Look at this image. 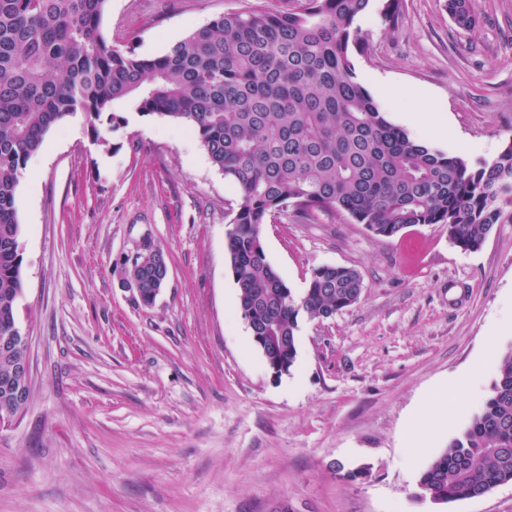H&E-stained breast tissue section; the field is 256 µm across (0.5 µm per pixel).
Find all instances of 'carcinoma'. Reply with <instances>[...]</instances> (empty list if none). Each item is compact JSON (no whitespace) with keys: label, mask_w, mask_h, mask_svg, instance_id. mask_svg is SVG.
I'll list each match as a JSON object with an SVG mask.
<instances>
[{"label":"carcinoma","mask_w":512,"mask_h":512,"mask_svg":"<svg viewBox=\"0 0 512 512\" xmlns=\"http://www.w3.org/2000/svg\"><path fill=\"white\" fill-rule=\"evenodd\" d=\"M107 0H0V339L15 325L22 292L16 194L48 131L82 112L94 133L117 131L126 112L184 123L239 190L224 244L239 288L238 310L266 336L271 370L297 356L299 319L328 318L356 304L359 271L322 265L296 294L270 263L261 236L268 218L340 214L392 238L418 224H443L464 252L480 250L497 224L512 223V140L472 167L393 125L358 80L351 60L356 20L370 0H307L294 12L223 14L157 57L108 43ZM463 29L475 0H447ZM163 254L128 266L151 295ZM512 482V349L478 412L418 474L432 500L483 496Z\"/></svg>","instance_id":"carcinoma-1"}]
</instances>
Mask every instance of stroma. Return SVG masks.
<instances>
[{"instance_id": "stroma-1", "label": "stroma", "mask_w": 512, "mask_h": 512, "mask_svg": "<svg viewBox=\"0 0 512 512\" xmlns=\"http://www.w3.org/2000/svg\"><path fill=\"white\" fill-rule=\"evenodd\" d=\"M306 0H107L104 38L164 54L216 16ZM371 0L351 57L388 120L423 143L492 161L512 140V0H478L457 27L446 0ZM240 194L182 123L130 114L93 134L83 113L46 135L17 189L23 256L17 326L30 393L0 426V512H512V483L437 504L419 472L489 393L512 315V224L465 252L441 224L393 238L318 213L262 227L294 291L316 267L356 268L363 292L301 318L297 358L274 376L238 311L224 251ZM170 274L152 306L125 281L143 235ZM480 392L422 439L424 398L483 356ZM363 469L347 480L337 465Z\"/></svg>"}]
</instances>
